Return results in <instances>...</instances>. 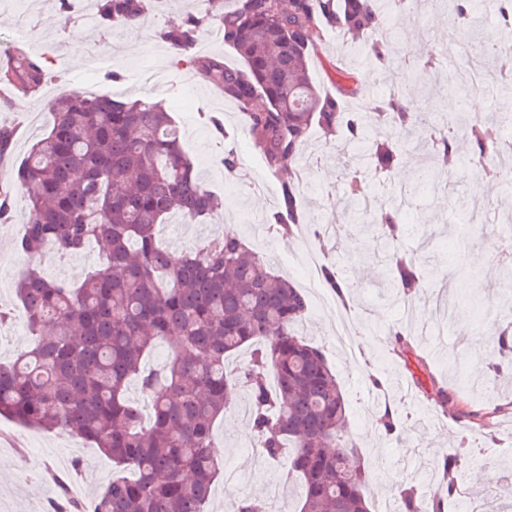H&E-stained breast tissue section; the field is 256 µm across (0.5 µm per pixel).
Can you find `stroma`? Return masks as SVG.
<instances>
[{"label": "stroma", "mask_w": 512, "mask_h": 512, "mask_svg": "<svg viewBox=\"0 0 512 512\" xmlns=\"http://www.w3.org/2000/svg\"><path fill=\"white\" fill-rule=\"evenodd\" d=\"M196 0H157L145 23L137 28H103L87 0H75L70 14H63L57 0H0V52L27 48L29 41L41 43L47 76L39 92L13 109H0V125L16 127L12 152L0 163V187L13 185L16 170L31 144L48 133L49 100L68 96L82 86L94 95H119L160 103L175 118L185 150L195 159L197 171L207 187L224 200L223 208L206 223L194 224L171 216L159 231L164 245L182 250L202 238L235 225L247 243L270 260L275 271L305 288L310 301L304 327L309 340L321 347L343 387L349 413V435L360 447L372 473L369 499L372 508L393 497L403 481L422 484V476L436 472L437 462L470 434L478 448L476 458L464 459L471 478L463 495H478L501 506L512 505V470L504 463L512 455V361L499 362L498 373L488 374L483 384H474L477 360L489 356L495 345L493 329L506 313L512 289L500 284L501 274L492 265V255L503 232L500 214L512 213V190L500 182L476 179L465 170L447 177L437 170L432 191L409 199L405 208L401 245L435 265L426 288L411 300L388 294L379 284V272L363 261L365 240L341 217L349 199L343 178L348 153L356 143L344 137L325 139L320 129L310 135L306 160L284 164L286 175H297L302 186L303 207L311 223L338 225L341 250H326L325 260L335 261L350 281L360 283L348 340L355 357L343 354L336 344L333 327L339 308L323 283H310L301 263L303 239L272 235L269 242H256L255 227L264 224L276 204L279 183L269 178L260 154L239 118L235 105L214 95L210 83L190 66H180L158 31L173 21L197 13ZM358 42L342 33L328 31L309 67L321 94L336 92L338 70L356 74L367 101L389 98L398 84L412 87L425 111L453 120L480 123L488 138H495L498 116L512 112V95L497 100H478L449 87V60H464L458 36L448 29L442 8L416 10L404 19L384 42L385 60L361 59ZM411 48L417 69L394 82L401 51ZM120 80H112V72ZM223 115L227 139L213 137L207 117ZM236 152L244 167V178L229 182L220 158L225 150ZM469 206L482 211L487 222L472 229L460 224L459 211ZM26 216L23 194H16L13 218L0 223V310L10 312L0 324V359L12 360L31 344L25 311L15 295V283L28 268H41L50 278L81 281L101 258L98 248L63 261L48 254L21 252L17 241ZM468 276L454 277L459 264ZM405 331L413 345L431 358L430 374L421 383H411L410 364L390 355L387 347L395 331ZM378 376L398 382L391 397L401 409V432L391 439L383 433L376 411L378 393L370 385ZM238 394L214 429L215 443L224 448V478L218 479L207 504L208 512H228L241 497L264 499L272 512L280 506L295 507L301 483L289 471L288 459L266 460L252 446L254 433ZM0 512H48L60 488L56 474H70L85 497H93L112 476L113 463L93 445L61 431H41L0 418ZM496 472L493 482L481 479L483 472Z\"/></svg>", "instance_id": "obj_1"}]
</instances>
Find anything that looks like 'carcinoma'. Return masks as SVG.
<instances>
[{
	"mask_svg": "<svg viewBox=\"0 0 512 512\" xmlns=\"http://www.w3.org/2000/svg\"><path fill=\"white\" fill-rule=\"evenodd\" d=\"M231 9L202 10L161 29L180 63L221 87L244 118L267 172L280 192L265 224L286 236L306 224L299 185L284 177V162L305 153L312 127L334 136L346 130L360 154L346 162L348 219L371 230L370 254L381 259L384 288L411 297L424 286V266L395 249L402 209L385 207L375 221L356 201L365 186L357 173L370 161L390 168L393 135L415 127L417 144L438 164L452 158L453 131L422 129L411 94L400 91L378 112H346L340 100L321 96L309 75L310 52L331 28L355 38L388 31L385 0H233ZM149 0H96L104 26L144 22ZM448 17L467 30L472 16L459 0H446ZM218 26L224 45L245 68L195 53L200 28ZM40 58L18 51L0 69V83L24 93L41 85ZM52 123L16 172L28 217L20 241L30 254L51 251L61 260L90 244L102 262L78 284L45 277L37 267L17 280L32 346L0 362V417L24 427L64 430L112 459L117 472L91 500L90 512H206L221 466L213 425L229 397L248 396L249 420L263 455L289 454L303 489L299 512H370L369 473L346 434L344 391L324 353L298 332L308 296L271 268L238 235L223 234L177 252L162 246L160 224L177 211L189 221L212 215L218 198L184 150L180 130L162 106L143 99L115 100L81 91L49 104ZM477 155L488 148L479 124L468 125ZM224 176L240 179L232 150L221 159ZM321 281L337 296L354 297V285L334 265ZM170 348L167 363L152 369L144 357L156 342ZM253 347L249 362L231 368L227 358ZM136 382L143 408L127 395ZM457 483L433 493L400 489L401 512H470ZM235 512H268L257 498L237 501Z\"/></svg>",
	"mask_w": 512,
	"mask_h": 512,
	"instance_id": "cac0c4a2",
	"label": "carcinoma"
}]
</instances>
